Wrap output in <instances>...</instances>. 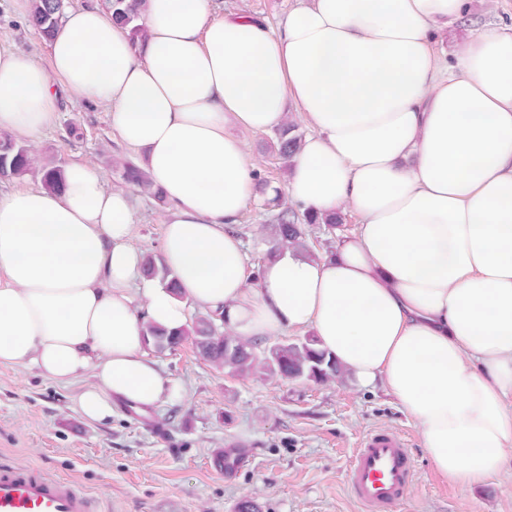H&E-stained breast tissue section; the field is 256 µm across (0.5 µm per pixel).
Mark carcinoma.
Masks as SVG:
<instances>
[{
  "mask_svg": "<svg viewBox=\"0 0 512 512\" xmlns=\"http://www.w3.org/2000/svg\"><path fill=\"white\" fill-rule=\"evenodd\" d=\"M112 11V20L129 28L132 39L145 36L144 28L137 24L138 11L132 0H108ZM65 9V0H31L27 16L29 26L35 28L44 39H49L61 20ZM302 137L295 133V125L284 124L277 130L274 149L283 160H291L299 148ZM32 157L27 146L15 141L7 134H0V166L10 177L25 175L31 168ZM115 167L121 170L124 183L137 186L150 192L155 198L159 193L153 191L146 171L130 161H117ZM271 223L275 226L274 243L276 246L305 247V226L317 223L310 216L299 214L295 209L283 206L272 214ZM147 276L158 278L167 287L177 289L175 279L162 262L152 256L146 257ZM145 334L152 347L158 350L173 349L186 337L193 335L202 354L216 366L237 377L261 373L267 377L288 379L306 378L326 383L343 377L341 367L333 357L318 347L314 336L301 340L275 344L257 352V348L241 341L235 336L216 332L211 317H201L193 329L166 331L152 324L145 326Z\"/></svg>",
  "mask_w": 512,
  "mask_h": 512,
  "instance_id": "1",
  "label": "carcinoma"
}]
</instances>
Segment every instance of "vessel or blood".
Listing matches in <instances>:
<instances>
[{"instance_id": "obj_1", "label": "vessel or blood", "mask_w": 512, "mask_h": 512, "mask_svg": "<svg viewBox=\"0 0 512 512\" xmlns=\"http://www.w3.org/2000/svg\"><path fill=\"white\" fill-rule=\"evenodd\" d=\"M413 482L404 437L375 432L354 451L349 484L364 512H399ZM0 512H91L89 498L68 480L35 468H0Z\"/></svg>"}]
</instances>
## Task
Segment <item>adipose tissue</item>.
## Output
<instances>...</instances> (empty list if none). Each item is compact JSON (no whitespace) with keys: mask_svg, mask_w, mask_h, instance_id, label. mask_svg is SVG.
<instances>
[{"mask_svg":"<svg viewBox=\"0 0 512 512\" xmlns=\"http://www.w3.org/2000/svg\"><path fill=\"white\" fill-rule=\"evenodd\" d=\"M470 0H309L270 28L216 0H140L134 41L99 5L65 10L48 64L0 37V130L34 145L58 90L110 116L142 152L167 217L178 287L144 275L137 208L101 170L64 187L0 189V366L79 384L78 413L181 399L144 330L188 306L254 344L310 330L347 382L382 388L461 487L512 465V25L487 22L453 55L437 36ZM310 128L284 189L299 213L353 211L316 258L277 250L257 281L241 216L260 188L243 132Z\"/></svg>","mask_w":512,"mask_h":512,"instance_id":"ef3b65f1","label":"adipose tissue"}]
</instances>
